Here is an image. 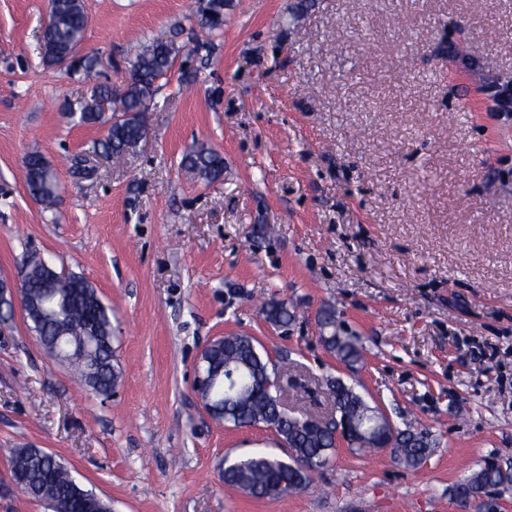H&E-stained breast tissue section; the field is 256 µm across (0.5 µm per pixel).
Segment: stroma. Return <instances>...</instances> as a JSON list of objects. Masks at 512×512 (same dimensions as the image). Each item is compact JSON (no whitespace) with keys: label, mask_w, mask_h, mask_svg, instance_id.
Listing matches in <instances>:
<instances>
[{"label":"stroma","mask_w":512,"mask_h":512,"mask_svg":"<svg viewBox=\"0 0 512 512\" xmlns=\"http://www.w3.org/2000/svg\"><path fill=\"white\" fill-rule=\"evenodd\" d=\"M197 0H85L83 49L122 85L136 54L172 40L176 63L146 114L147 140L93 177L72 161L101 138L67 114L92 85L45 65L48 0H0V278L28 251L83 276L112 309V396L52 361L22 313L0 320V512H52L11 479L10 451L57 455L112 512H476L450 492L512 459V114L485 80L512 75V0H232L210 45ZM460 40L467 62L439 52ZM224 159L211 182L183 150ZM56 170L44 208L25 158ZM287 302L285 327L263 301ZM332 308L359 346L325 347ZM255 337L287 364L292 411L322 414L341 378L400 429L436 445L419 468L339 443L300 492L226 486L224 456H284L264 427L211 418L192 388L214 338ZM182 168L204 181L220 178L224 172V159L205 144L195 143L187 147L180 160ZM321 326L328 333L323 336L324 342L330 353L345 366H352L361 359V353L355 342L347 336H341L337 326L335 315L330 310H324L321 314Z\"/></svg>","instance_id":"obj_1"}]
</instances>
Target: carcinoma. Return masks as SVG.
<instances>
[{
  "instance_id": "cac0c4a2",
  "label": "carcinoma",
  "mask_w": 512,
  "mask_h": 512,
  "mask_svg": "<svg viewBox=\"0 0 512 512\" xmlns=\"http://www.w3.org/2000/svg\"><path fill=\"white\" fill-rule=\"evenodd\" d=\"M208 15L202 16V30L213 31L224 21V9L230 0H205ZM89 25V16L84 0H53L49 14V26L43 38V59L48 64L72 61L77 72L87 79L98 75L100 59L94 53H81V43ZM171 43L155 39L139 52L131 64L128 77L122 84L121 115L105 117L103 107L95 110L79 108L78 122L104 126L105 134L95 142L83 156L82 162L101 152L116 157L136 150L146 140L147 127L145 112L149 110L158 88V81L167 76L173 66L169 47ZM180 165L199 179L213 181L224 172V159L204 144L195 143L182 153ZM24 181L29 193L39 202L53 205L61 189L55 171L49 167L24 169ZM30 274L28 290L42 292L43 280L40 273V257L29 255L25 259ZM265 319L275 326L288 324L294 312L283 302L269 300L262 306ZM49 317L72 324L82 331L85 324L104 341H90L87 357L71 361V367L85 377L86 368L98 366L97 375L91 387L100 393H108L119 381V372L112 364V308L104 304L97 290L83 277L73 273L57 272L54 288V303ZM24 320L28 329L36 336L54 335L53 324L40 321L27 314ZM321 326L327 332L324 342L330 353L346 366L361 359L355 342L340 334L335 315L325 310L321 314ZM260 343L252 336L227 334L223 342L209 351L207 366L218 370L226 363L238 367L237 383H251L250 392L241 396L234 390H224V422L235 427L263 424L273 428L279 438L288 444L287 458L272 454L252 453L235 457H224L220 469L224 484L240 489L255 498L277 499L288 493L301 491L315 473L330 466L337 447L333 428L329 424L304 422L302 417L281 415L277 395L265 389L270 379L277 375V368L270 367L269 359L258 349ZM332 405L338 420L347 419L357 423L361 435L347 440L348 446L357 450L375 449L376 427L372 407L355 389L340 379L330 382ZM434 442L428 432L407 431L395 444L396 459L410 468L420 467L429 457ZM297 459L311 463V472L294 468ZM12 473H20L25 485L24 493L50 502L56 498L73 495V487L81 490L74 498L78 512H101L105 508L99 496L86 488L72 476L69 469L53 454L43 453L31 447L14 448L11 451ZM498 491L512 488V461L484 463L471 470L451 490L456 501L465 504L475 491L481 488Z\"/></svg>"
}]
</instances>
